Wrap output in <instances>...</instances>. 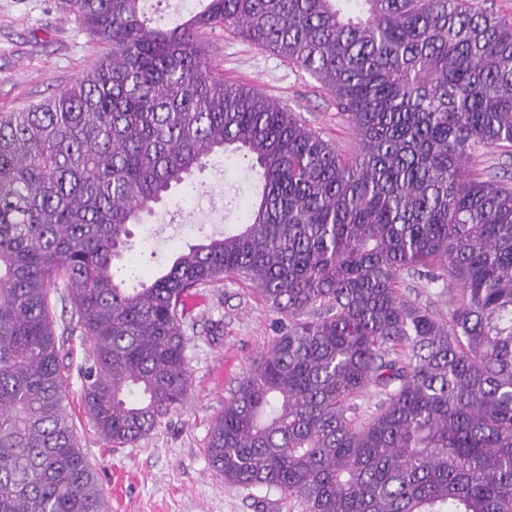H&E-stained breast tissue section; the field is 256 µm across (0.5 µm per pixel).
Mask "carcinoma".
<instances>
[{
	"label": "carcinoma",
	"mask_w": 512,
	"mask_h": 512,
	"mask_svg": "<svg viewBox=\"0 0 512 512\" xmlns=\"http://www.w3.org/2000/svg\"><path fill=\"white\" fill-rule=\"evenodd\" d=\"M142 0H67L112 54L0 112V512H107L68 413L135 445L185 401V300L237 280L288 317L212 422L224 483L302 512H512V16L473 0H205L152 26ZM232 30L333 97L345 152L224 82L201 36ZM251 158L244 221L128 288V225L202 159ZM448 279V318L405 297ZM70 308L58 329L56 306ZM382 399L360 422L354 400Z\"/></svg>",
	"instance_id": "cac0c4a2"
}]
</instances>
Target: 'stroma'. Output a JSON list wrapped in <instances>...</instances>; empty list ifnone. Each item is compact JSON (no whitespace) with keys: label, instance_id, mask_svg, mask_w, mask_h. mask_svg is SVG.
Here are the masks:
<instances>
[{"label":"stroma","instance_id":"35a3bbf8","mask_svg":"<svg viewBox=\"0 0 512 512\" xmlns=\"http://www.w3.org/2000/svg\"><path fill=\"white\" fill-rule=\"evenodd\" d=\"M206 56L230 84L256 89L288 107L340 149L354 146L331 95L306 71L269 49L224 30L208 34ZM111 50L100 36L82 30L64 0H0V112L22 109L66 90ZM177 192L181 211L168 202L132 225L135 266L127 285L154 276L157 260L220 235L236 223L249 201L243 168L224 170L205 159ZM403 293L438 316H447L455 287L441 281L407 280ZM186 354L191 387L183 406L135 446H110L95 434L79 405L70 412L77 435L97 473L109 512H300L277 490L225 484L206 455L214 417L225 398L268 350L281 316L237 281L197 289L186 299Z\"/></svg>","mask_w":512,"mask_h":512}]
</instances>
